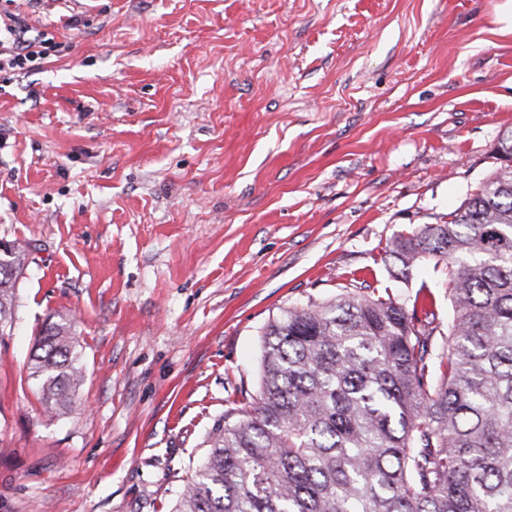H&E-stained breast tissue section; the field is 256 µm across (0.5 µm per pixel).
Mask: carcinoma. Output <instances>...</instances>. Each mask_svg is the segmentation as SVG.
<instances>
[{
  "instance_id": "carcinoma-1",
  "label": "carcinoma",
  "mask_w": 512,
  "mask_h": 512,
  "mask_svg": "<svg viewBox=\"0 0 512 512\" xmlns=\"http://www.w3.org/2000/svg\"><path fill=\"white\" fill-rule=\"evenodd\" d=\"M498 160L451 220L381 254L406 278L442 265L446 326L418 328L419 296L387 288L268 322L259 393L208 434L174 512H512V162ZM24 269L0 262L1 335ZM30 370L50 412L71 410V321L39 331Z\"/></svg>"
}]
</instances>
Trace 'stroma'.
<instances>
[{"mask_svg":"<svg viewBox=\"0 0 512 512\" xmlns=\"http://www.w3.org/2000/svg\"><path fill=\"white\" fill-rule=\"evenodd\" d=\"M12 9L65 49L0 72V240L29 248L0 335V512H174L291 306L425 284L446 320L432 264L404 283L379 254L495 169L512 0ZM58 316L84 378L53 417L29 359Z\"/></svg>","mask_w":512,"mask_h":512,"instance_id":"1","label":"stroma"}]
</instances>
